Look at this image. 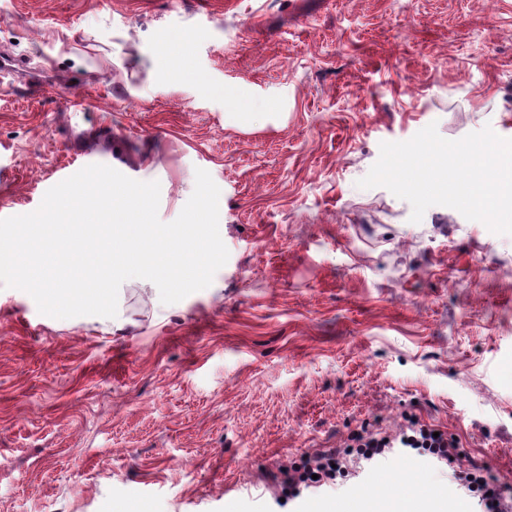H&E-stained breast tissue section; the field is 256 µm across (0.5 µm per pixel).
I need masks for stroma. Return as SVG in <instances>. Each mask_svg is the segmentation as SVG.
I'll return each mask as SVG.
<instances>
[{
  "label": "stroma",
  "instance_id": "35a3bbf8",
  "mask_svg": "<svg viewBox=\"0 0 512 512\" xmlns=\"http://www.w3.org/2000/svg\"><path fill=\"white\" fill-rule=\"evenodd\" d=\"M185 56L165 74L158 55ZM0 218L92 164L196 169L229 251L174 304L126 280L116 317L0 287V512H320L451 471L391 456L281 501L289 461L413 417L512 496V235L357 185L429 124L512 138V0H0Z\"/></svg>",
  "mask_w": 512,
  "mask_h": 512
}]
</instances>
